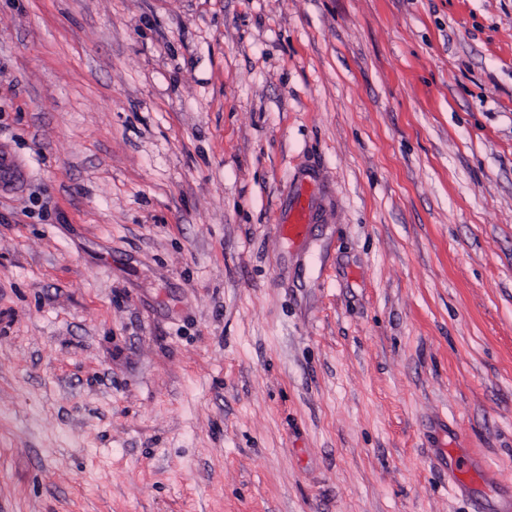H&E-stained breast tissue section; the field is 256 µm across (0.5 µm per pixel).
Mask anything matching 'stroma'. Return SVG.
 Instances as JSON below:
<instances>
[{"label": "stroma", "instance_id": "1", "mask_svg": "<svg viewBox=\"0 0 512 512\" xmlns=\"http://www.w3.org/2000/svg\"><path fill=\"white\" fill-rule=\"evenodd\" d=\"M2 148L0 512H502L512 0H0ZM24 180V173L18 165V160L11 157L5 150L1 153L0 191L18 190ZM320 210L321 196L300 183L288 198L283 217L276 229L289 243H300L306 237L308 225L316 222Z\"/></svg>", "mask_w": 512, "mask_h": 512}]
</instances>
